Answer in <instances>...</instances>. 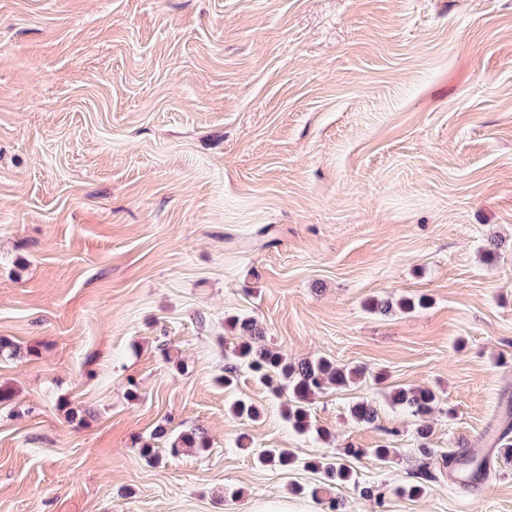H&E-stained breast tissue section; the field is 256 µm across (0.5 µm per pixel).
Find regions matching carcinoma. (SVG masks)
I'll list each match as a JSON object with an SVG mask.
<instances>
[{"instance_id": "cac0c4a2", "label": "carcinoma", "mask_w": 512, "mask_h": 512, "mask_svg": "<svg viewBox=\"0 0 512 512\" xmlns=\"http://www.w3.org/2000/svg\"><path fill=\"white\" fill-rule=\"evenodd\" d=\"M424 304V300L415 303L401 300L392 303L383 300L372 305V310L388 314L393 308L407 312L415 309L416 304ZM232 329L240 335L249 337L234 346L230 357L224 364V386L232 385L239 368L247 367L259 382L268 385L279 396L287 399L285 417L288 423L299 433L311 429L309 400L310 397L326 389L328 386L346 388L365 379V372L354 367L339 366L336 360L318 357L313 360L293 362L282 351L267 345L264 334L249 317H236L231 322ZM390 404L401 409L410 416L416 425L418 440L417 452L429 460L433 449L428 446L430 427L428 417L438 405L437 395L428 388L399 386L389 394ZM232 414L241 419L255 421L261 413L256 405L245 400L236 401L231 407ZM351 415L358 421L373 424L378 420V411L369 400L361 399L350 407ZM208 447L205 436L194 430L180 433L170 443V449L176 453L184 448H195L199 451ZM262 464L273 467L288 468L294 464L293 456L285 449L269 448L259 454ZM308 466L324 470L328 479L338 484H346L352 480L350 467L332 459L328 462L311 461Z\"/></svg>"}]
</instances>
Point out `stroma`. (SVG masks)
Wrapping results in <instances>:
<instances>
[{"instance_id":"stroma-1","label":"stroma","mask_w":512,"mask_h":512,"mask_svg":"<svg viewBox=\"0 0 512 512\" xmlns=\"http://www.w3.org/2000/svg\"><path fill=\"white\" fill-rule=\"evenodd\" d=\"M235 316L366 379L297 433L248 369L224 386ZM0 337V512H323L306 464L336 457L343 512H512V0H0ZM397 386L435 391L430 446L491 449L486 478L401 495ZM161 425L209 446L147 462Z\"/></svg>"}]
</instances>
